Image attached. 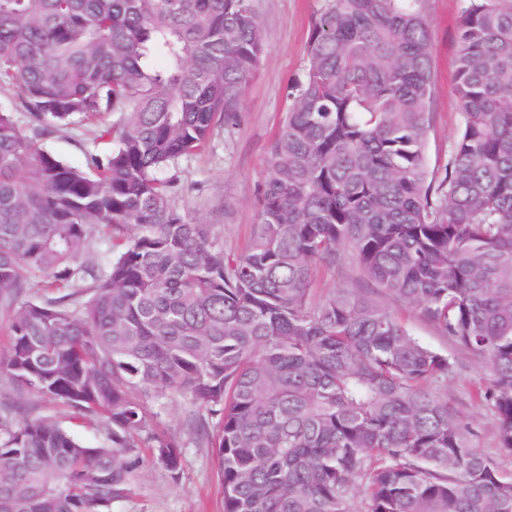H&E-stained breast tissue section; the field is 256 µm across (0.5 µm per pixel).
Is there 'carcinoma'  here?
Wrapping results in <instances>:
<instances>
[{
	"label": "carcinoma",
	"mask_w": 512,
	"mask_h": 512,
	"mask_svg": "<svg viewBox=\"0 0 512 512\" xmlns=\"http://www.w3.org/2000/svg\"><path fill=\"white\" fill-rule=\"evenodd\" d=\"M415 2L329 0L235 254L174 188L263 54L252 0H0V89L34 135L94 125L112 139L74 167L0 110V376L112 424L109 445L88 447L54 420L0 416V512H109L142 441L178 478L152 409L172 393L212 419L200 431L213 427L223 512H512V480L432 389L448 355L367 295L313 288L349 258L422 309L484 364L481 401L512 453V0H464L461 121L440 177ZM100 225L121 244L97 269L80 258ZM36 273L86 300L26 298Z\"/></svg>",
	"instance_id": "cac0c4a2"
}]
</instances>
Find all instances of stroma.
<instances>
[{
  "instance_id": "stroma-1",
  "label": "stroma",
  "mask_w": 512,
  "mask_h": 512,
  "mask_svg": "<svg viewBox=\"0 0 512 512\" xmlns=\"http://www.w3.org/2000/svg\"><path fill=\"white\" fill-rule=\"evenodd\" d=\"M252 3L261 23L264 53L233 121L214 134L205 150L180 161L174 198L180 212L214 225L225 251L237 254L246 248L256 222L269 145L285 118L292 87L304 75L310 29L328 5L327 0ZM417 7L432 31L433 119L426 154L434 168L444 164L460 123L454 74L463 0H418ZM37 144L77 167L85 166L89 155H103L110 149L108 141L82 127L55 131L38 138ZM315 288L320 294L331 288L370 294L395 313L422 344L455 359V372L439 390L469 424L472 445L491 458L503 476L512 477V452L500 448L495 417L478 397L487 375L476 356L441 335L422 311L404 307L351 263L320 272ZM20 409L33 417L55 420L87 446L109 441L110 427L104 420L81 416L61 402L23 393L10 383L0 384V415ZM156 410L158 430L181 447L180 475L172 477L163 467L145 462L131 495L113 505L112 512H222L215 450L208 438L196 432L195 423L204 418V411L180 394L161 399Z\"/></svg>"
}]
</instances>
